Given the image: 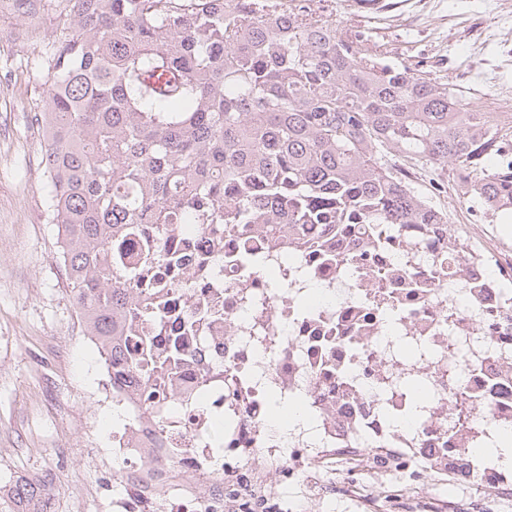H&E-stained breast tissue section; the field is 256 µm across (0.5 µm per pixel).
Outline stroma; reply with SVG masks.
Listing matches in <instances>:
<instances>
[{"mask_svg": "<svg viewBox=\"0 0 512 512\" xmlns=\"http://www.w3.org/2000/svg\"><path fill=\"white\" fill-rule=\"evenodd\" d=\"M67 0H0V487L51 472L55 512H112V401L104 362L84 334L48 208L46 136L34 120ZM333 20L390 59L460 86L467 100L512 111V43L480 0H334ZM497 85L480 93L482 76ZM449 221L469 245L512 259V221L456 199Z\"/></svg>", "mask_w": 512, "mask_h": 512, "instance_id": "1", "label": "stroma"}]
</instances>
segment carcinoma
<instances>
[{
  "label": "carcinoma",
  "mask_w": 512,
  "mask_h": 512,
  "mask_svg": "<svg viewBox=\"0 0 512 512\" xmlns=\"http://www.w3.org/2000/svg\"><path fill=\"white\" fill-rule=\"evenodd\" d=\"M39 118L48 197L80 320L107 371L127 361L120 328L162 320L169 233L249 224L299 239L309 224H422L448 214L385 159L469 176L466 194L512 212V133L450 82L342 32L307 0H68ZM137 258L127 245L148 234ZM46 483L17 477L7 498L34 512Z\"/></svg>",
  "instance_id": "cac0c4a2"
}]
</instances>
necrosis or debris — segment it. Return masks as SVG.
Wrapping results in <instances>:
<instances>
[{"instance_id": "4bbe7bcc", "label": "necrosis or debris", "mask_w": 512, "mask_h": 512, "mask_svg": "<svg viewBox=\"0 0 512 512\" xmlns=\"http://www.w3.org/2000/svg\"><path fill=\"white\" fill-rule=\"evenodd\" d=\"M165 331L137 326L170 374L152 419L113 380L122 493L113 512H501L512 466L484 451L512 431V268L458 262L448 234L390 224L305 228L301 245L249 226L171 236ZM261 263L244 267L241 252ZM498 275H491V267ZM310 422L281 436L269 396ZM223 416V448L207 434Z\"/></svg>"}]
</instances>
